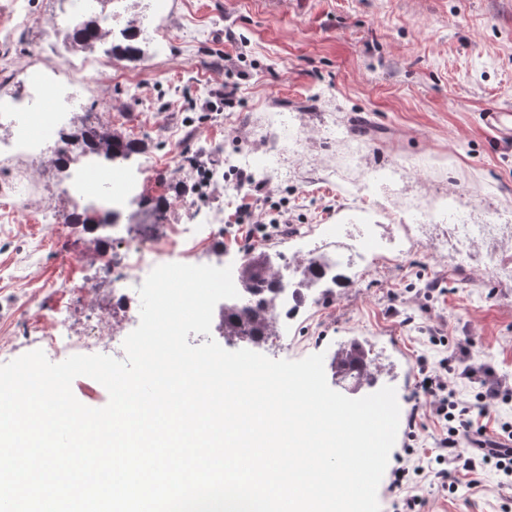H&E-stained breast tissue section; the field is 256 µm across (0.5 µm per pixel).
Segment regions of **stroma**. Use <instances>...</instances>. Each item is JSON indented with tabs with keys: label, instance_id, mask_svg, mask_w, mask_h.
<instances>
[{
	"label": "stroma",
	"instance_id": "stroma-1",
	"mask_svg": "<svg viewBox=\"0 0 512 512\" xmlns=\"http://www.w3.org/2000/svg\"><path fill=\"white\" fill-rule=\"evenodd\" d=\"M122 0L127 20L151 40L137 60L112 59V71L87 70L100 94L66 105L67 117L100 111L144 148L136 157L149 180L144 196L169 206L151 226L125 235L166 238L172 225L224 217L225 264L240 256L236 208L282 209L278 232L255 234L286 282L295 229H310L304 253L347 251V277L333 294L314 290L299 330L258 345L272 359L332 357L353 341L370 344L396 390L403 421L388 466L407 460L404 424L423 399L420 364L437 365L466 345L472 364L512 379V284L494 279L483 257L459 266L447 248L448 217L512 222V141L481 120L491 106L512 107V0ZM68 0H0V89L26 94L22 70L39 45L40 63L65 69L103 52L73 39ZM239 86L233 103L219 85ZM45 147L44 194L0 160V336L18 324L41 328L65 300V283L88 279L104 248L89 211L63 191ZM202 159L220 186L199 197L186 158ZM244 169L253 184H240ZM381 180L355 194L368 174ZM76 222L53 230L45 210ZM447 345L432 343V333ZM478 486L459 476L454 493L421 481L422 512H512V490L486 467Z\"/></svg>",
	"mask_w": 512,
	"mask_h": 512
}]
</instances>
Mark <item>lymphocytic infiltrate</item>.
I'll use <instances>...</instances> for the list:
<instances>
[{
	"instance_id": "1",
	"label": "lymphocytic infiltrate",
	"mask_w": 512,
	"mask_h": 512,
	"mask_svg": "<svg viewBox=\"0 0 512 512\" xmlns=\"http://www.w3.org/2000/svg\"><path fill=\"white\" fill-rule=\"evenodd\" d=\"M466 379L479 384L477 405H469L456 397L454 382ZM418 390L425 397V412L444 429L436 442L429 468L414 465L394 471L392 491L401 493V512H420L422 499L411 492L412 476L422 471L432 473L443 491H454L457 475L479 476L485 466H494L502 476L501 484L512 488V425L502 424L498 431L488 432L476 425L475 416L487 415L494 401L512 397V386L494 379L486 366L467 365L455 368L448 362L439 367L424 368Z\"/></svg>"
}]
</instances>
